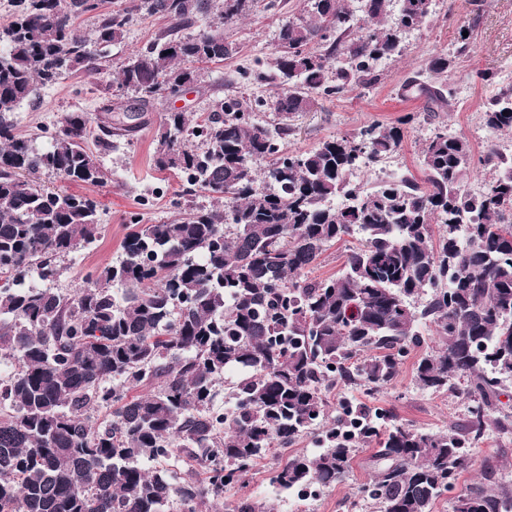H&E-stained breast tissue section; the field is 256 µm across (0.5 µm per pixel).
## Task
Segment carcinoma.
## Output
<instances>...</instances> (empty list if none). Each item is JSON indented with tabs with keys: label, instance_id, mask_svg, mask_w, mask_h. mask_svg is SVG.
<instances>
[{
	"label": "carcinoma",
	"instance_id": "carcinoma-1",
	"mask_svg": "<svg viewBox=\"0 0 512 512\" xmlns=\"http://www.w3.org/2000/svg\"><path fill=\"white\" fill-rule=\"evenodd\" d=\"M248 2L221 0L220 23L234 25ZM398 2L391 16L390 0H358L355 10L345 0H300L299 16L279 29L268 78L284 81L271 100H220L192 129L185 113H167L155 166L178 172L187 194L206 192L211 204L169 223L129 225L120 260L64 294L49 287L57 259L96 241L99 203L31 176L105 183L84 148L92 126L106 137L140 129L165 88L199 81L188 64L222 62L232 46L218 29L180 34L206 12L205 0L98 10L100 44L122 42L135 11L171 26L118 67L113 82L133 99L118 127L109 105L94 125L68 112L40 148L14 133L16 109L37 85L99 74L101 65L78 34L79 0H16V20L0 31V362L13 366L0 380V512H198L319 431L331 387L391 386L424 326L446 344L417 360L414 383L465 390L466 429L427 433L356 406L320 430L323 448L277 464L275 488L304 500L342 484L358 449L375 440L374 475L362 488L374 512H433L471 463L465 449L489 426L512 431V413L498 407L512 381V152L488 143L477 157L465 135L440 123L422 141L423 180L365 188L361 165L399 154L414 116L307 150L287 146L296 116L374 82L432 4ZM403 90L426 98L430 120L453 97L446 84L417 78ZM265 107L276 122L255 119ZM480 119L512 133V85L497 88ZM187 131L201 146L185 144ZM481 170L489 177L473 195L467 183ZM348 238L356 244L335 274L308 277ZM100 408L112 421L94 426ZM181 457L203 465L205 479L147 466ZM229 512L272 507L239 499ZM452 512H512V480L484 469Z\"/></svg>",
	"mask_w": 512,
	"mask_h": 512
}]
</instances>
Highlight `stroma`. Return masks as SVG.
Listing matches in <instances>:
<instances>
[{"mask_svg": "<svg viewBox=\"0 0 512 512\" xmlns=\"http://www.w3.org/2000/svg\"><path fill=\"white\" fill-rule=\"evenodd\" d=\"M295 4L296 0H251L245 18L224 31L226 41L236 48L231 57L205 66L198 83L181 97L157 102L149 114L148 125L131 138L115 136L106 146L97 137H89L85 146L93 158L111 172V182L101 186L68 185L47 172L37 176L38 185L89 195L99 203L101 230L97 240L60 260L55 288L75 292L83 287L88 272L116 261L130 220L163 224L178 216L186 206L208 205L205 193L184 195L183 180L178 174L155 168L153 156L158 126L171 111L186 112L191 121H200L213 110L217 101L229 97L272 99L275 83L247 84L241 72L269 68L278 50L281 23L294 13ZM168 26L166 19L135 12L124 41L99 49L101 66L119 65L130 53L147 48ZM463 27L470 34L472 51L458 57L454 51ZM440 54L451 58L450 78L454 88L465 91L463 98H452L440 119L449 131L468 137L474 150H481L488 131L481 123L480 112L493 89L485 85L479 75L490 72L498 77L512 70V0H433L430 13L420 27L406 34L401 55L382 64L377 82L366 88H355L341 100L322 102L315 111L295 118L297 133L289 139V149H308L329 136L355 132L375 120L391 123L411 113L417 120L408 126L400 154L388 160L385 167L392 173H410L423 178L419 144L429 134L431 125L421 118L424 98L404 96L403 85L408 78L427 74L430 61ZM120 100L116 85L84 72L67 75L56 84L38 87L34 98L18 108L16 132L46 146L64 114L81 110L92 115L100 107L118 104ZM437 341V336L426 335L424 347L407 352L394 387L367 395L358 389L336 385L327 394L331 415H339L343 405L362 403L373 413L384 414L426 432L464 427L471 405L466 395L424 392L413 382L416 361L424 348L434 347ZM374 452L371 446L360 448L347 483L326 490L312 503L286 495L275 496L270 484L272 464L264 460L246 484L236 486L226 494L224 501L205 500L201 510L225 512L228 502L266 496L273 498L275 512H370L371 505L360 489L373 474L371 457ZM469 454L472 466L461 474L454 488L437 500L435 512H451L453 498L480 475L484 466H493L500 473L512 476L511 431L487 430L483 440L470 449Z\"/></svg>", "mask_w": 512, "mask_h": 512, "instance_id": "stroma-1", "label": "stroma"}]
</instances>
